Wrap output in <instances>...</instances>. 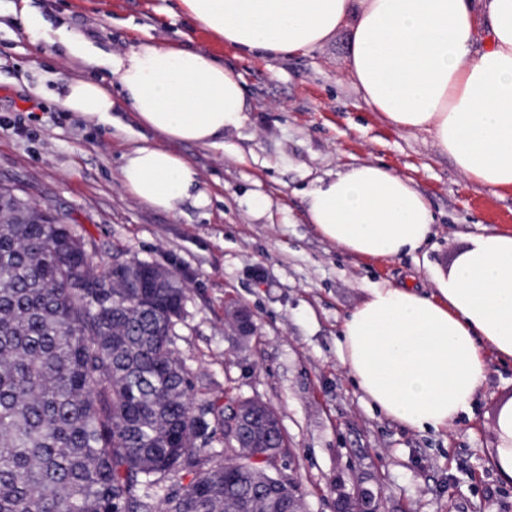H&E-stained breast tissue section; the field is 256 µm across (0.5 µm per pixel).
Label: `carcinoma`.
<instances>
[{"instance_id": "carcinoma-1", "label": "carcinoma", "mask_w": 512, "mask_h": 512, "mask_svg": "<svg viewBox=\"0 0 512 512\" xmlns=\"http://www.w3.org/2000/svg\"><path fill=\"white\" fill-rule=\"evenodd\" d=\"M137 265L94 270L71 225L0 185V512H274L246 460L278 431L208 452L225 410L172 349L185 292Z\"/></svg>"}]
</instances>
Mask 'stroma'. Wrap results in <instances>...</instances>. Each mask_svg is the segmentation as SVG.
Wrapping results in <instances>:
<instances>
[{"label":"stroma","instance_id":"35a3bbf8","mask_svg":"<svg viewBox=\"0 0 512 512\" xmlns=\"http://www.w3.org/2000/svg\"><path fill=\"white\" fill-rule=\"evenodd\" d=\"M79 35L105 54L152 37L216 53L240 75L243 125L223 149L173 150L198 171L207 206L171 215L123 187V154L163 144L127 108L113 125L36 92L86 70L67 46ZM350 29L321 47L270 60L190 27L176 0H0V183L75 225L94 262L133 258L178 271L183 314L173 350L198 398H257L277 412L286 446L272 473L296 485L306 512H338V489L369 490L375 512H512V484L488 464L498 405L512 397V362L491 359L472 408L454 428L420 433L373 411L341 363L336 339L368 284L431 292L470 238L512 231V191L473 183L422 132L390 126L349 72ZM411 179L436 217L431 241L395 259H364L326 240L305 216L317 179L361 162ZM248 308L254 336H231L224 309Z\"/></svg>","mask_w":512,"mask_h":512}]
</instances>
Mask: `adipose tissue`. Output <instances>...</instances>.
Returning <instances> with one entry per match:
<instances>
[{
    "label": "adipose tissue",
    "mask_w": 512,
    "mask_h": 512,
    "mask_svg": "<svg viewBox=\"0 0 512 512\" xmlns=\"http://www.w3.org/2000/svg\"><path fill=\"white\" fill-rule=\"evenodd\" d=\"M194 24L235 49L281 59L322 46L349 25L350 73L391 126L421 131L466 177L512 190V0H179ZM71 52L104 66L116 85L66 81L58 99L111 122L122 99L168 146L142 142L123 155V187L176 215L205 206L196 169L171 143L217 145L246 119L243 83L214 54L154 39L102 58L74 37ZM319 233L362 258H398L433 234L428 199L387 166L360 163L307 191ZM427 294L370 284L336 341L342 364L374 410L406 428L452 427L488 377V355L512 360V232L471 239ZM491 465L512 483V398L500 404Z\"/></svg>",
    "instance_id": "adipose-tissue-1"
}]
</instances>
